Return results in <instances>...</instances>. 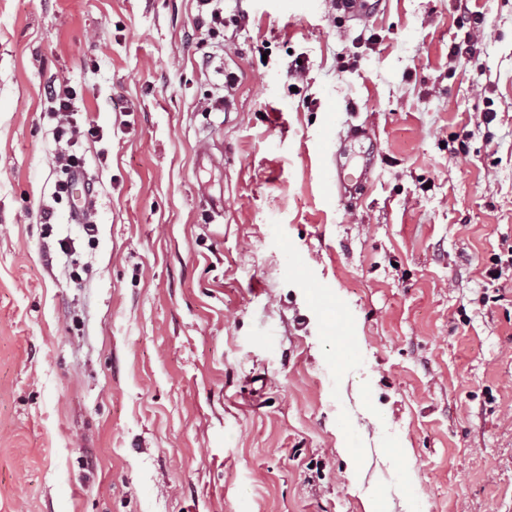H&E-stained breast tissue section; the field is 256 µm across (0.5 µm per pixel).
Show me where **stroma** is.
I'll list each match as a JSON object with an SVG mask.
<instances>
[{
	"label": "stroma",
	"mask_w": 512,
	"mask_h": 512,
	"mask_svg": "<svg viewBox=\"0 0 512 512\" xmlns=\"http://www.w3.org/2000/svg\"><path fill=\"white\" fill-rule=\"evenodd\" d=\"M223 5L0 0V512H512V0ZM47 95L55 103L52 118L55 121V140L70 146L80 135L94 136L96 131L89 127L87 132L81 130L74 121V112H78L75 106L76 91L65 82L53 83L48 87ZM54 163L55 167L65 174L64 179L57 180L55 183L54 195L58 198L62 197V194H65L68 191L70 184L68 177L70 173L76 169H82L84 162L81 156L70 152L66 148H61L54 155Z\"/></svg>",
	"instance_id": "1"
}]
</instances>
